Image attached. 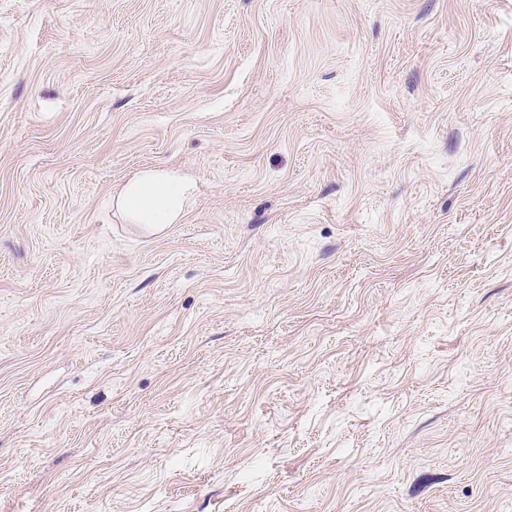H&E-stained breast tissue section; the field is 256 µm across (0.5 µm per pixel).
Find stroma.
I'll list each match as a JSON object with an SVG mask.
<instances>
[{
	"mask_svg": "<svg viewBox=\"0 0 512 512\" xmlns=\"http://www.w3.org/2000/svg\"><path fill=\"white\" fill-rule=\"evenodd\" d=\"M0 512H512V0H0ZM189 191L187 179L175 171L144 169L124 184L113 204L133 222L160 230L182 216Z\"/></svg>",
	"mask_w": 512,
	"mask_h": 512,
	"instance_id": "stroma-1",
	"label": "stroma"
}]
</instances>
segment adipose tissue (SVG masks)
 I'll return each instance as SVG.
<instances>
[{"mask_svg":"<svg viewBox=\"0 0 512 512\" xmlns=\"http://www.w3.org/2000/svg\"><path fill=\"white\" fill-rule=\"evenodd\" d=\"M189 191L187 179L177 172L144 169L124 184L113 204L133 222L160 230L182 216Z\"/></svg>","mask_w":512,"mask_h":512,"instance_id":"obj_1","label":"adipose tissue"}]
</instances>
